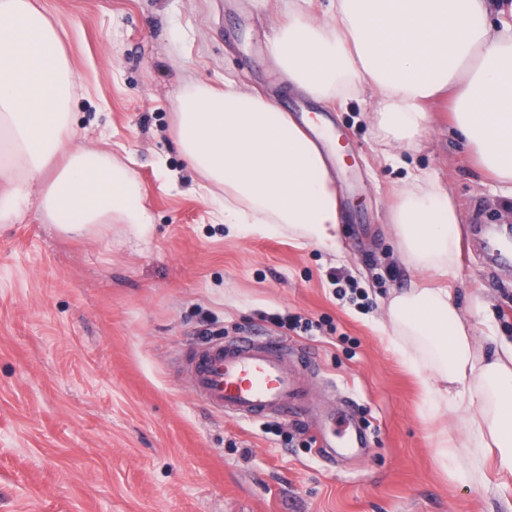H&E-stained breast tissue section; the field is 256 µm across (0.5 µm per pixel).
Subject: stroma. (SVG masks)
Segmentation results:
<instances>
[{
    "mask_svg": "<svg viewBox=\"0 0 512 512\" xmlns=\"http://www.w3.org/2000/svg\"><path fill=\"white\" fill-rule=\"evenodd\" d=\"M78 74L75 145L110 144L130 165L156 222L65 233L30 210L0 230V512H512L500 492L454 481L436 443L446 420L383 336L386 305L419 275L402 260L391 208L408 173L432 171L460 217L449 280L463 310L488 306L489 331L512 338V271L489 267L476 222L511 224L512 207L452 131L445 100L416 148L387 160L366 119L368 98L339 108L292 93L270 53L286 0H39ZM317 113L340 135L333 168L341 249L288 236L229 235L197 192L171 135L172 99L191 82ZM362 295L339 296L331 275ZM273 314L314 324L299 335ZM277 336L310 352L351 404L368 448L320 456L295 419L238 424L198 402L179 369L216 337Z\"/></svg>",
    "mask_w": 512,
    "mask_h": 512,
    "instance_id": "35a3bbf8",
    "label": "stroma"
}]
</instances>
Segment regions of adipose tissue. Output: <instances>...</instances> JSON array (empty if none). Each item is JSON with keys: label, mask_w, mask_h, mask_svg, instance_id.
Returning <instances> with one entry per match:
<instances>
[{"label": "adipose tissue", "mask_w": 512, "mask_h": 512, "mask_svg": "<svg viewBox=\"0 0 512 512\" xmlns=\"http://www.w3.org/2000/svg\"><path fill=\"white\" fill-rule=\"evenodd\" d=\"M488 0H333L330 22L295 0L271 52L288 86L337 106L370 94L368 120L384 157L415 147L430 130L426 108L451 97L454 128L512 197V11L487 23ZM75 73L56 28L32 0H0V228L39 195L45 223L100 234L155 222L135 172L111 153L72 143ZM173 139L239 236L289 234L340 247L338 188L322 142L259 93L225 81L197 83L173 100ZM405 262L418 273L454 275L459 216L434 173H409L391 212ZM387 339L427 391L425 414L447 417L438 448L450 478L512 479V342L476 347L450 288L414 286L387 304Z\"/></svg>", "instance_id": "ef3b65f1"}]
</instances>
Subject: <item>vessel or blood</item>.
Returning a JSON list of instances; mask_svg holds the SVG:
<instances>
[{
  "instance_id": "b4317fda",
  "label": "vessel or blood",
  "mask_w": 512,
  "mask_h": 512,
  "mask_svg": "<svg viewBox=\"0 0 512 512\" xmlns=\"http://www.w3.org/2000/svg\"><path fill=\"white\" fill-rule=\"evenodd\" d=\"M493 237L495 260L512 264V228L498 227ZM313 369L309 352L291 347L285 339L254 333L202 344L185 361L195 398L241 423L306 416V376ZM337 430V438L319 437L321 450L365 447L363 435L349 428Z\"/></svg>"
}]
</instances>
